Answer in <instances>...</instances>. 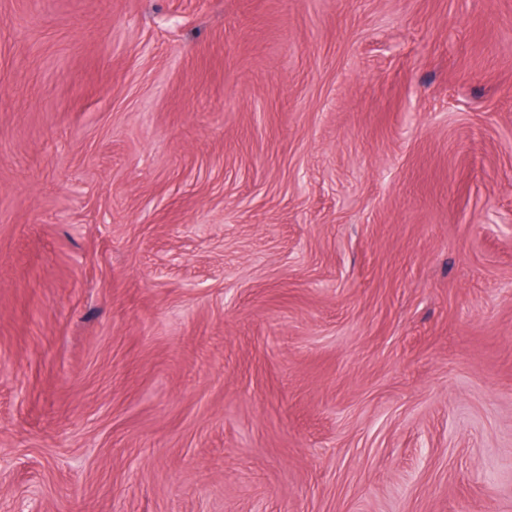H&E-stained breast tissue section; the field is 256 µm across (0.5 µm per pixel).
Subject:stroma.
<instances>
[{"instance_id":"stroma-1","label":"stroma","mask_w":512,"mask_h":512,"mask_svg":"<svg viewBox=\"0 0 512 512\" xmlns=\"http://www.w3.org/2000/svg\"><path fill=\"white\" fill-rule=\"evenodd\" d=\"M0 512H512V0H0Z\"/></svg>"}]
</instances>
